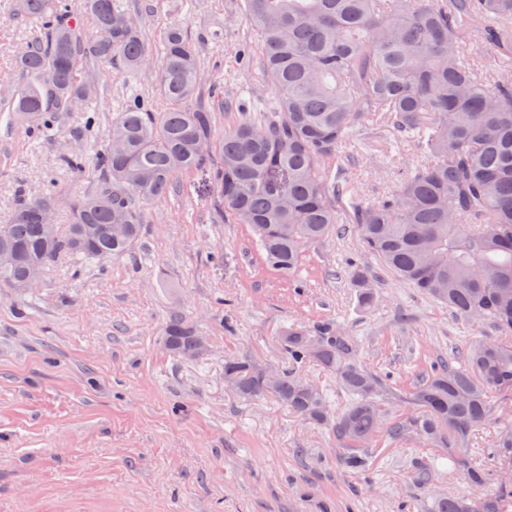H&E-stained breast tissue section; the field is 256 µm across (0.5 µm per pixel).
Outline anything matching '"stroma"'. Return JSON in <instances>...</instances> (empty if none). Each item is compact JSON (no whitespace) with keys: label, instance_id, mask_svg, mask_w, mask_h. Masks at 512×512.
<instances>
[{"label":"stroma","instance_id":"35a3bbf8","mask_svg":"<svg viewBox=\"0 0 512 512\" xmlns=\"http://www.w3.org/2000/svg\"><path fill=\"white\" fill-rule=\"evenodd\" d=\"M127 5L144 16L153 58L165 30L180 26L201 47L203 85L272 98L258 67L240 64V51L258 55L260 43L236 0ZM9 10L0 0V92L25 82L14 61L37 32L28 21H5ZM155 76L104 66L101 125L134 94L166 111ZM81 123L71 114L53 137L36 140L0 113V224L18 189L52 187L68 199L95 188L93 163L79 172L59 165L64 151L91 147L74 135ZM420 161L383 126L349 141L331 163L352 186L337 203L341 222L306 247L290 280L263 265L245 225L216 221L205 176L193 171L148 203L144 234L127 255L61 260L23 298L0 288V512H429L434 492L473 496L453 472L438 474L434 487L418 485L413 467L423 449L414 442L380 437L368 476L346 470L330 431L273 398L243 400L224 385L225 357L282 360L277 338L293 323L343 325L362 363L399 394L440 359L497 338L495 325L465 321L361 245L354 205L380 202ZM355 265L375 280L378 300L368 310L349 278ZM175 313L207 337L202 359L183 362L163 348ZM228 322L234 333L225 332Z\"/></svg>","mask_w":512,"mask_h":512}]
</instances>
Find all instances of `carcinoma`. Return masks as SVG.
<instances>
[{
    "instance_id": "cac0c4a2",
    "label": "carcinoma",
    "mask_w": 512,
    "mask_h": 512,
    "mask_svg": "<svg viewBox=\"0 0 512 512\" xmlns=\"http://www.w3.org/2000/svg\"><path fill=\"white\" fill-rule=\"evenodd\" d=\"M11 17L41 35L16 58L32 81L0 101L37 138L54 134L73 112L98 124L99 68L120 64L137 74L150 64L142 23L125 0H11ZM260 34V65L274 88L234 126L217 133L214 113L240 107L204 94L199 52L179 26L164 34L156 78L165 112L134 95L104 130L95 154L100 173L90 194L69 199L70 223L49 234L42 208L55 195H17L0 224V288L24 282L61 256L108 260L126 255L143 231L144 206L167 196L182 172L206 168L219 219L246 224L264 265L295 274L305 247L339 223L336 198L346 183L326 166L343 143L378 123L413 143L424 163L406 172L382 202L354 212L364 247L399 278L459 316L490 321L500 336L476 340L462 364L434 368L404 397L412 413L394 416L396 398L359 360L339 326L291 325L279 337L288 365L224 358V385L243 399L275 398L301 420L329 429L342 465L368 468L367 451L384 433L410 437L443 454L416 462L432 481L446 460L473 486L491 474L469 444L493 419L495 398L512 395V0H243ZM95 34L87 36L81 19ZM497 49L501 74L485 76L468 57L473 33ZM360 305L376 301L368 270L351 271ZM198 333L169 318L162 342L178 360ZM311 364L336 374L349 396L332 411L326 393L302 374ZM492 451L512 466V428ZM430 512H508L501 494L432 498Z\"/></svg>"
}]
</instances>
